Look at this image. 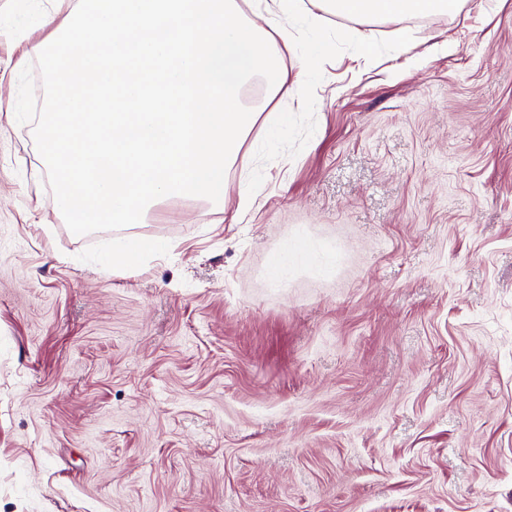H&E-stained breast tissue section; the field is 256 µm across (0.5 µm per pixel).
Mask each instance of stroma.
<instances>
[{
  "label": "stroma",
  "mask_w": 512,
  "mask_h": 512,
  "mask_svg": "<svg viewBox=\"0 0 512 512\" xmlns=\"http://www.w3.org/2000/svg\"><path fill=\"white\" fill-rule=\"evenodd\" d=\"M377 60L323 66L316 131L224 201L127 233L170 247L105 272L54 198L0 32V512H512V0H464ZM325 273L269 270L286 242ZM334 262L335 253L332 249L324 248L320 254H313L302 244L287 243L277 254L269 273L273 281L280 283L288 279L289 273L299 264H315L323 271L332 267Z\"/></svg>",
  "instance_id": "stroma-1"
}]
</instances>
